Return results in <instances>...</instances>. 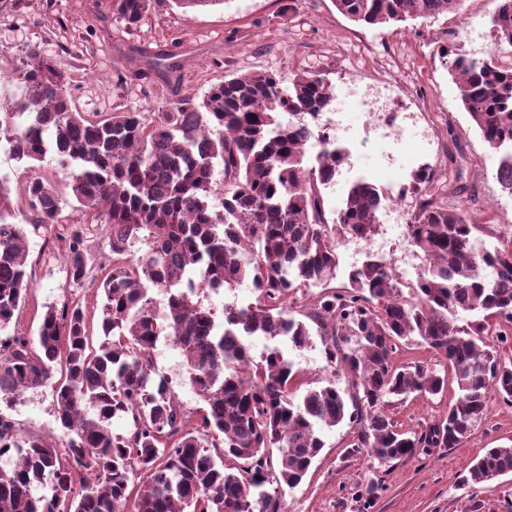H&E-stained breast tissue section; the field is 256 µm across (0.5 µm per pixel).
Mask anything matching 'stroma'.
<instances>
[{
    "instance_id": "obj_1",
    "label": "stroma",
    "mask_w": 512,
    "mask_h": 512,
    "mask_svg": "<svg viewBox=\"0 0 512 512\" xmlns=\"http://www.w3.org/2000/svg\"><path fill=\"white\" fill-rule=\"evenodd\" d=\"M493 0H464L459 15L414 19L384 28L355 24L332 0H224L183 13L173 0H153L150 11L130 26L113 15L111 0H0V50L21 57L39 45L72 78L73 103L88 118L127 110L154 117L179 100L200 99L211 82L232 72L313 71L336 91L354 89L369 100H390L407 135L379 140L371 117L354 103L345 106L355 136L346 141L350 170L324 191L327 211L339 208L347 187L364 177L380 185L408 186L420 165L435 166V191L464 206L471 223L491 231L512 230V196L496 178L498 159L464 111L456 84L443 68L438 46L453 44L474 58L495 54L512 60V46L496 43L489 25ZM181 64L183 80L173 88L154 69L156 61ZM63 229L53 225L29 233L28 270L33 286L7 328L10 336L35 338L48 307L80 302L90 328H97L100 297L95 288L73 290L61 254ZM304 387L323 385L332 372L321 341L287 349ZM158 376L169 378L189 418L201 402L183 382L179 349L160 338L153 355ZM455 387L434 398L391 406L403 429L438 420ZM20 435L61 439L51 389L24 392L10 412ZM353 433L342 424L325 431V446L306 479L285 490L282 512H361L360 493L369 478L382 485L370 512H512V475L493 488L459 485L486 449L512 443V404L490 398L484 419L453 448L386 465L351 448Z\"/></svg>"
}]
</instances>
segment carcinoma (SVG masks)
Segmentation results:
<instances>
[{"label":"carcinoma","instance_id":"cac0c4a2","mask_svg":"<svg viewBox=\"0 0 512 512\" xmlns=\"http://www.w3.org/2000/svg\"><path fill=\"white\" fill-rule=\"evenodd\" d=\"M332 2L374 28L458 14L463 0ZM493 2L495 40L512 46V0ZM114 7L134 25L151 0ZM438 54L512 195V63L493 53L467 57L452 45ZM10 77L24 94L0 105V144L30 171L20 197L36 216L32 229L63 223L61 201L35 173L53 152L72 167L74 208L87 215L64 237L69 283L82 288L88 278L91 224L110 230L112 269L99 283L98 346L72 304L48 308L34 340L0 338V450L19 456L0 468V512H281V489L302 482L327 429L348 423L352 448L387 464L452 447L484 418L493 395L512 403V356L485 343L512 339V236L487 244L465 209L429 190L433 173H412L418 198L407 239L423 270L411 296L393 263L371 254L347 283L331 285L340 243L377 234L387 189L358 178L327 217L323 190L347 151L313 123L335 99L325 76L232 73L200 101L184 99L152 120L130 111L87 118L72 105L70 76L37 46L16 59ZM198 130L209 136L201 150ZM218 167L222 213L210 203ZM15 207L0 182V332L32 288L26 232L10 221ZM139 243L147 246L141 254ZM245 280L255 300L224 306L220 319L196 300ZM163 333L203 403L191 429L174 389L155 378L152 354ZM315 334L328 365L347 375L346 389L330 380L301 394L279 347L252 354L257 337L286 338L301 350ZM412 340L431 348L438 366L395 364ZM58 364L65 375L52 390L67 436L62 452L41 436L19 435L3 412ZM450 380L458 397L441 419L409 431L387 412L412 395L444 393ZM115 419L128 421L126 433L112 432ZM139 472L143 487L134 484ZM509 474L512 444L488 449L459 483L485 488ZM48 478L51 493L34 495Z\"/></svg>","mask_w":512,"mask_h":512}]
</instances>
